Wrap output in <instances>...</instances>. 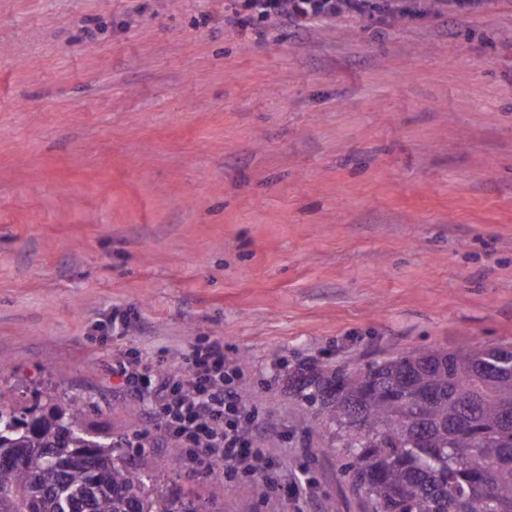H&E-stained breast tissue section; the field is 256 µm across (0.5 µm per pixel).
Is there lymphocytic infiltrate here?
<instances>
[{
    "label": "lymphocytic infiltrate",
    "instance_id": "obj_1",
    "mask_svg": "<svg viewBox=\"0 0 512 512\" xmlns=\"http://www.w3.org/2000/svg\"><path fill=\"white\" fill-rule=\"evenodd\" d=\"M334 0H241L237 23L282 18L301 24L330 14ZM112 373L135 399L146 404L161 435L183 452V466L206 472L223 466L228 481L261 482L268 495L287 501L297 496V481L273 470L266 449L254 441L265 428L257 411L239 393L242 370L226 357L224 344L193 345L182 373L137 352L117 357Z\"/></svg>",
    "mask_w": 512,
    "mask_h": 512
}]
</instances>
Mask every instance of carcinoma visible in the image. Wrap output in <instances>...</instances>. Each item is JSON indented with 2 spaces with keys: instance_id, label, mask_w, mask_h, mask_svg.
<instances>
[{
  "instance_id": "1",
  "label": "carcinoma",
  "mask_w": 512,
  "mask_h": 512,
  "mask_svg": "<svg viewBox=\"0 0 512 512\" xmlns=\"http://www.w3.org/2000/svg\"><path fill=\"white\" fill-rule=\"evenodd\" d=\"M290 388L322 421L346 430L341 473L365 512H512V345L409 349L356 371L311 370ZM31 419L0 407V512H198L193 499L143 464L127 435L92 434L88 399L47 395ZM92 455L97 471L72 461ZM60 458L48 464L47 453Z\"/></svg>"
}]
</instances>
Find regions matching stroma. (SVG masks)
<instances>
[{
	"instance_id": "stroma-1",
	"label": "stroma",
	"mask_w": 512,
	"mask_h": 512,
	"mask_svg": "<svg viewBox=\"0 0 512 512\" xmlns=\"http://www.w3.org/2000/svg\"><path fill=\"white\" fill-rule=\"evenodd\" d=\"M369 2L0 0V402L85 393L201 512H364L289 374L512 344V0ZM213 339L299 501L171 472L112 379ZM241 10L235 9L236 22L245 26L255 19L267 21L283 18L295 26L309 18L329 15L334 0H241Z\"/></svg>"
}]
</instances>
